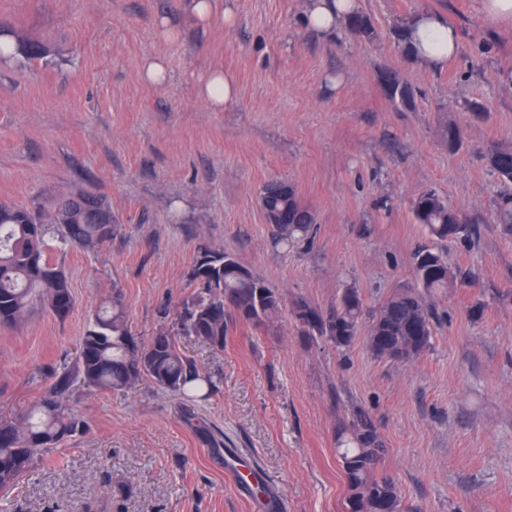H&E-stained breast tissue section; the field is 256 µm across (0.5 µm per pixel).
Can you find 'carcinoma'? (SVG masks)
Segmentation results:
<instances>
[{"label": "carcinoma", "mask_w": 512, "mask_h": 512, "mask_svg": "<svg viewBox=\"0 0 512 512\" xmlns=\"http://www.w3.org/2000/svg\"><path fill=\"white\" fill-rule=\"evenodd\" d=\"M377 81L384 88H393V92H385L390 100L397 93L403 98L413 95L411 86L395 69L379 71ZM485 161L501 184L500 193L491 200L493 223L512 233V138L492 145ZM89 203L108 209L100 198L74 195L60 200L47 214L0 202V325L16 324L38 306L59 318L73 308L66 275L48 255L49 240L86 249L111 240L112 225L100 224L87 214L85 205ZM267 204L285 215L309 209L296 192L290 198L269 199ZM411 210L415 223L423 225L433 239L465 241L474 232L466 217L432 189L415 195ZM308 228L291 221L277 224L275 238L288 247ZM413 265L412 282L399 286L379 304L368 328V333L398 344L410 335L408 318H422L424 333L419 350L395 356L400 361H410L431 346L433 314L423 294L447 288L456 280L446 258L427 244L418 246ZM193 275L202 288L187 301L176 326L159 329L148 345L140 347L128 328L121 299L112 298L81 336L74 361L53 369L52 385L31 410L14 421L0 420V490L13 488L61 440L80 430L81 421L66 403L73 386L112 392L148 378L189 400H205L215 384L181 352L176 337L194 336L222 347L234 324L267 322L281 311L278 290L231 253H204ZM364 315L360 294L347 288L329 317L305 305L299 318L308 330L329 337L336 348L344 349L357 335ZM383 451L374 420L363 411L357 412L337 448L347 483L345 512H403L398 484L377 472Z\"/></svg>", "instance_id": "obj_1"}]
</instances>
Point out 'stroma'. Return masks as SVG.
<instances>
[{"label": "stroma", "mask_w": 512, "mask_h": 512, "mask_svg": "<svg viewBox=\"0 0 512 512\" xmlns=\"http://www.w3.org/2000/svg\"><path fill=\"white\" fill-rule=\"evenodd\" d=\"M304 2L235 0L234 27L219 17L165 41L155 21L183 18L185 0H0V24L43 49L0 63V200L47 213L91 195L115 226L99 248L51 250L75 298L68 317L38 307L0 326V419L43 395L114 291L138 344L172 326L201 287L192 270L204 252L235 254L283 301L223 347L177 337L216 381L208 399L148 379L73 387L85 431L0 492V512H344L337 436L358 409L376 423L379 471L398 482L404 512H512V236L490 221L498 182L484 160L512 137V84L501 80L512 28L490 32L479 0H361L374 39L330 44L297 27ZM421 10L460 33L442 68L395 48L397 22ZM153 55L168 62L165 86L139 77ZM215 67L239 87L221 112L196 90ZM385 68L411 85V106L387 99ZM467 100L484 116L464 111ZM276 180L315 217L287 248L259 205ZM427 189L477 226L473 241L438 245L472 282L427 296L430 349L404 362L376 356L362 332L341 351L308 331L302 305L325 314L353 288L371 313L411 281L427 233L410 205Z\"/></svg>", "instance_id": "stroma-1"}]
</instances>
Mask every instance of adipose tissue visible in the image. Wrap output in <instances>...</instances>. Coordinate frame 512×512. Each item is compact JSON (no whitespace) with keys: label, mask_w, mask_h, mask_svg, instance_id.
Masks as SVG:
<instances>
[{"label":"adipose tissue","mask_w":512,"mask_h":512,"mask_svg":"<svg viewBox=\"0 0 512 512\" xmlns=\"http://www.w3.org/2000/svg\"><path fill=\"white\" fill-rule=\"evenodd\" d=\"M359 11V0H306L299 22L337 42L345 37L349 21ZM403 33L413 47V62L421 66L445 65L459 49L456 28L438 11H421L410 16L403 24ZM199 94L212 109H225L238 97L236 79L223 68L211 69L199 82Z\"/></svg>","instance_id":"1"}]
</instances>
